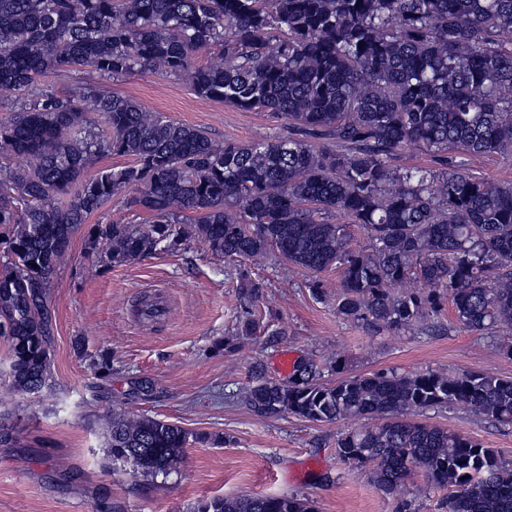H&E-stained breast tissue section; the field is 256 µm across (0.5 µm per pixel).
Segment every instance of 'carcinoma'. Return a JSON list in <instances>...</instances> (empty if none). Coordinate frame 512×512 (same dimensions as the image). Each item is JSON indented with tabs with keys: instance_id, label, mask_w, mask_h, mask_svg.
Masks as SVG:
<instances>
[{
	"instance_id": "carcinoma-1",
	"label": "carcinoma",
	"mask_w": 512,
	"mask_h": 512,
	"mask_svg": "<svg viewBox=\"0 0 512 512\" xmlns=\"http://www.w3.org/2000/svg\"><path fill=\"white\" fill-rule=\"evenodd\" d=\"M212 47L219 62H196ZM147 71L273 112L288 134L218 143L112 91ZM62 72L86 80L67 93L40 86ZM0 95V155L23 162L0 179V336L22 394L49 384L53 275L114 200L154 221L91 225L88 255L103 272L196 236L229 264L336 269V316L372 336L426 331L446 299L471 331L512 329V182L470 172L486 155L512 159V0H0ZM413 146L438 167L395 165ZM107 156L131 164L86 175ZM351 225L367 246L351 244ZM241 290L257 301L264 284L243 274ZM344 369L341 356L309 357L245 401L261 416L365 421L336 454L386 494L418 471L449 489L444 512H512V463L411 419L461 404L512 427V377ZM327 371L339 378L323 381ZM107 432L112 461L151 475L176 469L192 443H225L145 414L114 413ZM193 512L315 510L290 494L214 497Z\"/></svg>"
}]
</instances>
